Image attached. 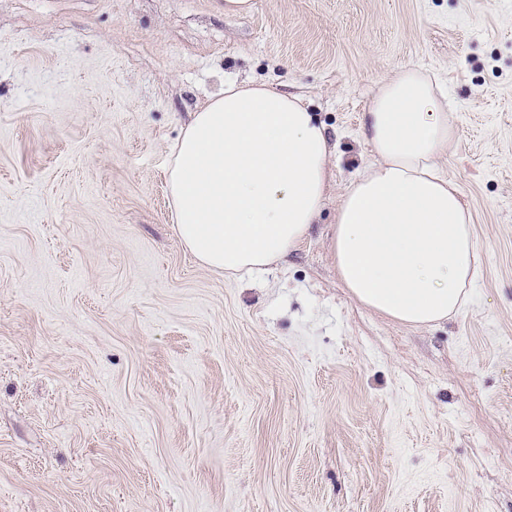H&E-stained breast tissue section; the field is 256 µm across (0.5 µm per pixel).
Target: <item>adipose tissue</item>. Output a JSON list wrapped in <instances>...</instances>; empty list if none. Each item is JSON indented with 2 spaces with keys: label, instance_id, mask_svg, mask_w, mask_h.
I'll list each match as a JSON object with an SVG mask.
<instances>
[{
  "label": "adipose tissue",
  "instance_id": "adipose-tissue-1",
  "mask_svg": "<svg viewBox=\"0 0 512 512\" xmlns=\"http://www.w3.org/2000/svg\"><path fill=\"white\" fill-rule=\"evenodd\" d=\"M373 163L345 188L330 252L362 304L411 327L447 320L477 277L471 216L439 161L459 137L448 97L424 70L380 80L364 114ZM332 147L304 96L228 81L172 148L176 233L215 271L254 276L309 234Z\"/></svg>",
  "mask_w": 512,
  "mask_h": 512
}]
</instances>
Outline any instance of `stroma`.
<instances>
[{
	"label": "stroma",
	"mask_w": 512,
	"mask_h": 512,
	"mask_svg": "<svg viewBox=\"0 0 512 512\" xmlns=\"http://www.w3.org/2000/svg\"><path fill=\"white\" fill-rule=\"evenodd\" d=\"M0 0V512H512V0ZM439 76L478 276L428 327L330 254L377 82ZM331 145L308 237L249 278L174 230L171 150L225 81Z\"/></svg>",
	"instance_id": "stroma-1"
}]
</instances>
